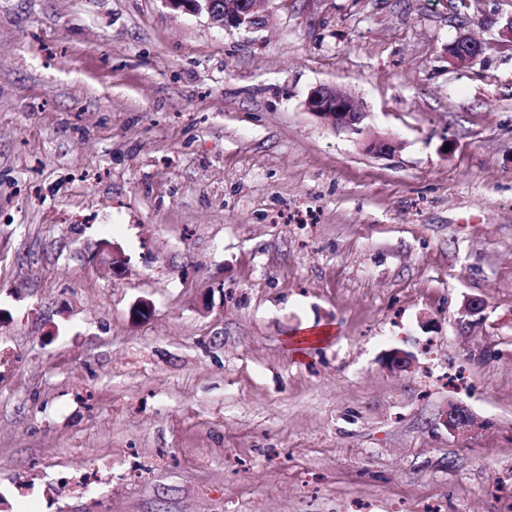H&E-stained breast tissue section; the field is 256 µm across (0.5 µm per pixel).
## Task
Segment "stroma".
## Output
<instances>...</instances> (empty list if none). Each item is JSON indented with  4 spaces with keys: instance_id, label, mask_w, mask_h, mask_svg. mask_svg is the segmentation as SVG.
<instances>
[{
    "instance_id": "obj_1",
    "label": "stroma",
    "mask_w": 512,
    "mask_h": 512,
    "mask_svg": "<svg viewBox=\"0 0 512 512\" xmlns=\"http://www.w3.org/2000/svg\"><path fill=\"white\" fill-rule=\"evenodd\" d=\"M263 15L0 0V512H512V0ZM482 48L483 45L475 43L470 35L460 34L445 50L448 62L457 65L461 58L469 61L479 56ZM307 108L324 123L339 130L359 132L365 117L351 96L329 85H320L311 92ZM303 335L295 336L291 340V348L297 356H304L308 347H314L322 344L332 335L331 328L315 327L307 325L303 327ZM439 420L449 433L456 434L466 431L472 423L468 409L460 404H450L441 413Z\"/></svg>"
}]
</instances>
